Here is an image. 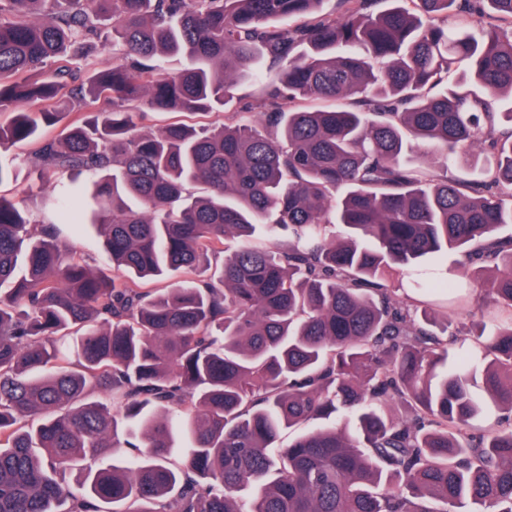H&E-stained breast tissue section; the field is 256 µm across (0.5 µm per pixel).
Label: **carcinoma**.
Segmentation results:
<instances>
[{
  "mask_svg": "<svg viewBox=\"0 0 512 512\" xmlns=\"http://www.w3.org/2000/svg\"><path fill=\"white\" fill-rule=\"evenodd\" d=\"M323 3L0 0V183L89 200L0 196V512H512V0ZM184 120L192 124H202L214 118L194 117L181 113L146 112L144 117L138 121V131H158L167 123L174 120ZM60 180L64 181L66 177L60 173L40 176L37 171L24 168L19 171L17 178L5 180L0 184V194L19 201L37 221L31 224V227L39 230L42 225L39 221L50 215L44 208L45 192L41 189L42 184L56 183ZM68 234H71L73 245L83 257H85L91 265L95 267L109 266L105 256L101 250V238L98 229L93 224H82L76 228L63 226ZM486 306V298L483 293L477 292L475 293L471 307L470 314L460 313L453 314L448 313V318L452 321V330L460 333H465L471 327L473 321L478 320L480 318L481 310Z\"/></svg>",
  "mask_w": 512,
  "mask_h": 512,
  "instance_id": "carcinoma-1",
  "label": "carcinoma"
}]
</instances>
